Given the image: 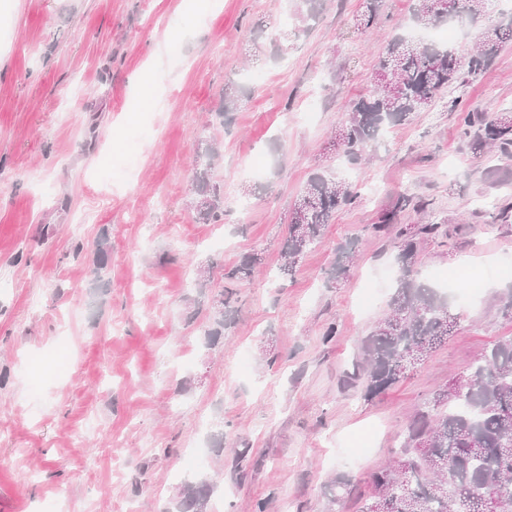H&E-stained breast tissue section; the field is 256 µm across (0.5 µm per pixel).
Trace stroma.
<instances>
[{
  "mask_svg": "<svg viewBox=\"0 0 512 512\" xmlns=\"http://www.w3.org/2000/svg\"><path fill=\"white\" fill-rule=\"evenodd\" d=\"M296 2L200 0L191 14L185 0H0V280L11 284L0 292V512H172L193 448L205 456L193 477L215 485L210 512L260 500L267 512H356L415 414L512 337L501 312L512 277L490 274L512 260V220L496 219L512 177H489L503 163L471 149L457 113L435 101L350 168L329 148L415 0H381L367 32L364 0H322L309 25ZM147 69L160 78L146 93ZM458 93L477 112L512 107V43ZM211 142L224 219L201 224L192 161ZM129 152L128 177L101 180ZM325 161L359 197L282 275L289 211ZM403 195L429 200L448 231L421 242L419 279L464 259L486 284L453 304L448 341L367 401L345 378L393 291L364 312L358 300L396 262L397 240L373 226ZM348 242L356 258L332 280ZM252 254L233 323L208 345L224 272ZM199 268L206 286L185 283ZM367 428L374 438L353 457L348 439ZM337 477L350 493L332 505Z\"/></svg>",
  "mask_w": 512,
  "mask_h": 512,
  "instance_id": "obj_1",
  "label": "stroma"
}]
</instances>
